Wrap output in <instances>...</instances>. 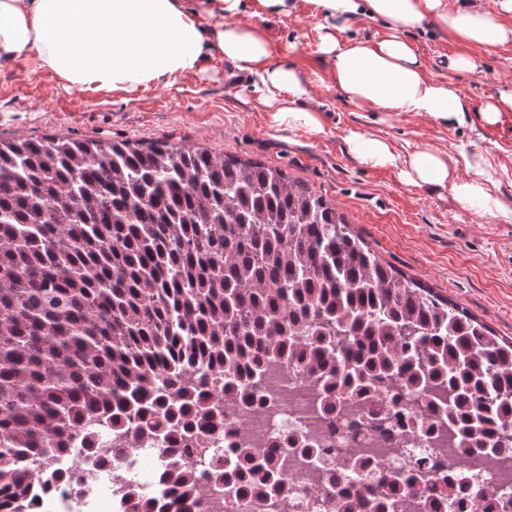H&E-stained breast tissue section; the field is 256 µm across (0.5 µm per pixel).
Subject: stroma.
I'll return each instance as SVG.
<instances>
[{
  "label": "stroma",
  "mask_w": 512,
  "mask_h": 512,
  "mask_svg": "<svg viewBox=\"0 0 512 512\" xmlns=\"http://www.w3.org/2000/svg\"><path fill=\"white\" fill-rule=\"evenodd\" d=\"M242 21L268 33L276 62L309 79L322 132L272 124L249 77L217 54L170 84L128 92L68 88L26 60L0 59V139L168 141L281 169L333 204L381 260L512 340V215L464 210L447 190L406 183L399 168L357 163L346 143L349 132L360 131L403 156L436 147L463 178L471 177L472 162H481L491 192L512 199V112L489 124L475 110L465 123L447 124L426 114L386 117L360 109L329 85V62L318 50L324 19L311 0H297L287 16ZM408 41L428 78L452 82L475 106L512 88V43L470 48L476 69L458 72L448 58L460 45L432 25Z\"/></svg>",
  "instance_id": "obj_1"
}]
</instances>
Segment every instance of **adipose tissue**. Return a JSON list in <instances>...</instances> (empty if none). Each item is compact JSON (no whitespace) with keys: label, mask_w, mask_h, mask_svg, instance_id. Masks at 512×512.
Segmentation results:
<instances>
[{"label":"adipose tissue","mask_w":512,"mask_h":512,"mask_svg":"<svg viewBox=\"0 0 512 512\" xmlns=\"http://www.w3.org/2000/svg\"><path fill=\"white\" fill-rule=\"evenodd\" d=\"M324 23L320 51L331 64V81L348 101L378 112H415L441 121L464 122L471 104L451 83L427 78L406 36L431 22L444 38L465 46L495 48L512 42V0L485 9L474 0L449 7L447 0H316ZM289 0H0V57L24 59L60 81L84 88L132 90L173 81L200 70L218 53L255 86L274 123L310 132L322 129L317 112L301 108L309 82L294 68L276 63L277 48L241 14L287 15ZM380 20L382 40L345 37L361 18ZM495 123L512 112V91L476 107ZM351 155L372 167L400 168L416 186L450 189L465 210L512 212V201L494 195L481 172L459 179L444 152L424 146L408 156L382 138L350 132Z\"/></svg>","instance_id":"obj_1"}]
</instances>
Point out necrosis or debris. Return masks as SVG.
<instances>
[{
  "instance_id": "1",
  "label": "necrosis or debris",
  "mask_w": 512,
  "mask_h": 512,
  "mask_svg": "<svg viewBox=\"0 0 512 512\" xmlns=\"http://www.w3.org/2000/svg\"><path fill=\"white\" fill-rule=\"evenodd\" d=\"M269 396L258 410H243L234 398L224 400L225 412L232 419L221 435L226 448H256L262 453L287 458L284 479L297 495L290 501L289 512H332L318 487L327 482L325 475L307 468L298 451L290 444L293 437H303L325 448H347L357 456L369 457L371 465L394 469L401 480L412 475L410 466L397 451L413 448L417 440L412 425L393 426L384 433L353 434L348 425L330 428L314 412L317 391L304 371L277 366L269 371ZM441 469L433 473L430 484L435 489L446 486L447 479L463 470L472 477L474 486L492 491L493 512H507L512 506V453L461 455L455 443L435 438L429 444ZM165 453L152 445L146 435L137 433L127 439V456L110 464V472L136 466L143 475L138 487L122 486L119 496H78L70 482L59 480L58 472H68L83 482L97 480L101 469L93 461L69 454L56 467L38 471L26 479L36 512H137L136 506L146 498H158L170 489L164 478Z\"/></svg>"
}]
</instances>
